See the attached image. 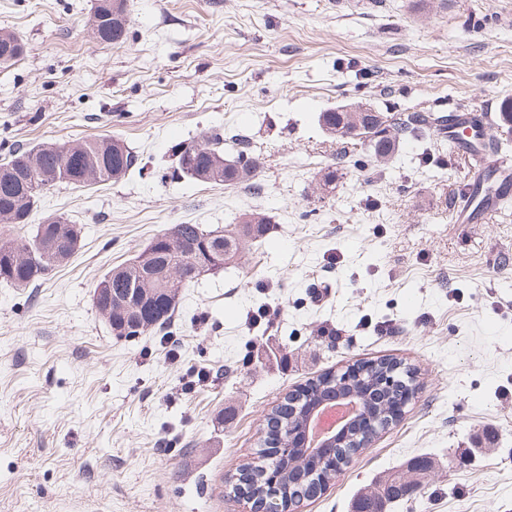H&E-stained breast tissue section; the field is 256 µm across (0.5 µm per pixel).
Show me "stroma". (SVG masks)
<instances>
[{"mask_svg": "<svg viewBox=\"0 0 512 512\" xmlns=\"http://www.w3.org/2000/svg\"><path fill=\"white\" fill-rule=\"evenodd\" d=\"M93 5L0 0L27 44L0 68V163L92 135L138 157L119 181L49 190L42 214L77 224L79 249L35 287L0 283V512H249L229 482L264 414L380 357L414 368V399L300 512H352L421 457L432 479L387 512H512V205L457 226L466 158L410 136L383 165L318 122L359 101L499 109L512 0H127L112 45L88 32ZM212 130L258 162L257 187L177 171L175 146ZM252 210L265 237L183 290L167 337L113 335L92 300L104 273L172 225Z\"/></svg>", "mask_w": 512, "mask_h": 512, "instance_id": "stroma-1", "label": "stroma"}]
</instances>
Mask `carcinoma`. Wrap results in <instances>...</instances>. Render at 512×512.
<instances>
[{
  "label": "carcinoma",
  "mask_w": 512,
  "mask_h": 512,
  "mask_svg": "<svg viewBox=\"0 0 512 512\" xmlns=\"http://www.w3.org/2000/svg\"><path fill=\"white\" fill-rule=\"evenodd\" d=\"M130 19L126 0H112V12L103 13L95 40L100 44L119 42L126 34ZM23 39L12 31L0 32V67L13 65L24 55ZM319 123L336 139H358L369 144L376 158L385 160L398 152L407 135L420 129L438 130L440 119L433 114L380 112L363 102L351 105L349 112H323ZM178 169L187 177L204 183L256 185L258 165L224 156V137L219 133L203 134L183 144L176 152ZM137 164V156L119 139L109 136L86 138L77 144L39 143L19 147L7 161L0 163V223L24 225L32 221L41 208L45 191L65 184L75 188L116 182ZM269 219L262 212L243 213L237 223L224 228L206 229L200 224H175V238L168 231L155 235L132 259L106 272L97 285L112 293V309L99 305L97 312L114 335L132 339L167 330L179 304L183 288L197 282L200 266L208 258L225 265L234 263L262 239ZM80 247L77 229L70 220L58 216L44 219L36 232L25 240L0 237V281L15 288H28L68 260ZM391 358L375 360L362 377L352 375L337 392L364 393L365 413L371 418L407 400L408 386L383 382ZM325 376L309 382L304 390L288 395L274 406L266 418L265 442L276 435L297 431L304 425L311 404L333 392ZM297 462L277 455L272 447L259 451L261 461L241 470L251 479L249 488L257 494L254 512H276L277 503L264 498L271 486L280 492V501H290L291 512L322 492L336 476V459L352 452L350 448H331L315 458L297 449ZM419 486L398 478L381 483L377 489L359 496L355 512H383L390 500L403 499L418 492Z\"/></svg>",
  "instance_id": "obj_1"
}]
</instances>
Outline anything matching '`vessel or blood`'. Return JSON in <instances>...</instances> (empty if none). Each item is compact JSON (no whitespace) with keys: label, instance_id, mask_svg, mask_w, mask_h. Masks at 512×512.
Segmentation results:
<instances>
[{"label":"vessel or blood","instance_id":"b4317fda","mask_svg":"<svg viewBox=\"0 0 512 512\" xmlns=\"http://www.w3.org/2000/svg\"><path fill=\"white\" fill-rule=\"evenodd\" d=\"M495 122L494 113L487 110H456L451 123L443 125L439 138L446 142L456 154L470 161V181L453 221L457 224L481 222L489 213L499 210L503 203L512 197V170L505 161H489L484 151L478 150L473 132L487 131ZM494 182L491 193H484L486 182Z\"/></svg>","mask_w":512,"mask_h":512}]
</instances>
